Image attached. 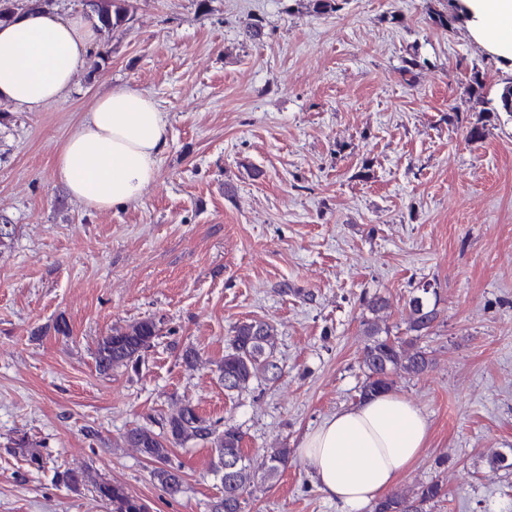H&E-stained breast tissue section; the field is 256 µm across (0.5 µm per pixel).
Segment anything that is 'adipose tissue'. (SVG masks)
I'll use <instances>...</instances> for the list:
<instances>
[{"mask_svg":"<svg viewBox=\"0 0 512 512\" xmlns=\"http://www.w3.org/2000/svg\"><path fill=\"white\" fill-rule=\"evenodd\" d=\"M469 33L512 60V0H464ZM98 38L81 13L62 17L30 6L0 23V103L40 112L84 69ZM168 144L165 112L150 95L115 89L99 96L58 151L54 178L92 211L142 200ZM423 412L392 392L337 411L304 435L297 450L314 483L339 512H364L398 483L427 447Z\"/></svg>","mask_w":512,"mask_h":512,"instance_id":"ef3b65f1","label":"adipose tissue"}]
</instances>
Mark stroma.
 <instances>
[{"label": "stroma", "instance_id": "stroma-1", "mask_svg": "<svg viewBox=\"0 0 512 512\" xmlns=\"http://www.w3.org/2000/svg\"><path fill=\"white\" fill-rule=\"evenodd\" d=\"M129 8L58 101L0 104V512H106L55 483L68 468L151 512H208L222 489L207 446L173 449L172 497L124 433L160 430L189 401L238 428L254 461L296 448L359 401L365 298L388 299L380 326L401 336L426 284L432 366L394 391L428 417L430 442L396 489L438 480L448 497L431 512H512V118L488 110L512 67L465 22L433 24L448 0H345L330 15L311 0ZM126 87L166 112L168 145L140 202L95 213L56 184L54 160L96 96ZM479 122L486 135L470 140ZM149 318L159 336L138 369L99 373L98 340ZM250 320L276 328L281 373L229 395L217 365ZM21 438L45 470L16 454ZM246 512L336 506L294 455Z\"/></svg>", "mask_w": 512, "mask_h": 512}]
</instances>
